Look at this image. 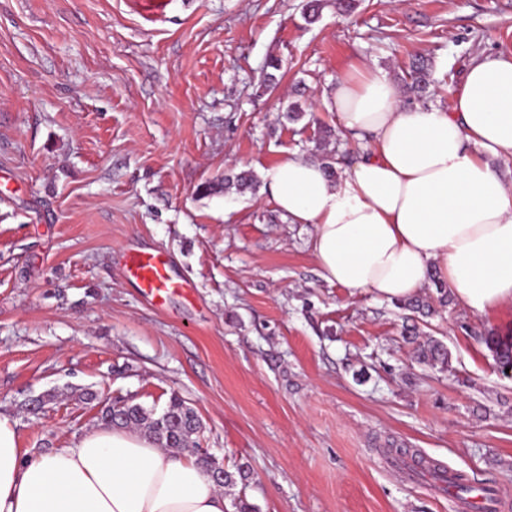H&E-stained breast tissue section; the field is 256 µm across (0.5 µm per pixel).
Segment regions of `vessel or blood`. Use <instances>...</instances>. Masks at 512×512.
Returning <instances> with one entry per match:
<instances>
[{"mask_svg":"<svg viewBox=\"0 0 512 512\" xmlns=\"http://www.w3.org/2000/svg\"><path fill=\"white\" fill-rule=\"evenodd\" d=\"M126 278L142 292L153 305L164 306L170 295H191L189 280L173 276L167 255L159 249H130L123 255Z\"/></svg>","mask_w":512,"mask_h":512,"instance_id":"vessel-or-blood-1","label":"vessel or blood"}]
</instances>
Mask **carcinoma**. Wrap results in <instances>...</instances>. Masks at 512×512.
I'll list each match as a JSON object with an SVG mask.
<instances>
[{
	"label": "carcinoma",
	"mask_w": 512,
	"mask_h": 512,
	"mask_svg": "<svg viewBox=\"0 0 512 512\" xmlns=\"http://www.w3.org/2000/svg\"><path fill=\"white\" fill-rule=\"evenodd\" d=\"M333 5L336 14L344 15L356 9V0H306L304 11L308 22L317 21L327 5ZM411 83L410 90L417 93L428 92L431 85V65L423 58H414L409 64ZM254 186L253 176L240 173L224 178L222 183H207L199 187L201 195H211L217 191L227 192L234 188L239 192L251 189ZM405 342L413 345V352L417 360L431 366L448 367V349L439 340L427 336L417 324L405 327ZM485 343L503 367L512 366V343L504 341L497 336H488ZM165 416L164 429H159L153 409L146 408L139 403L128 406L125 418L115 421L112 419V410H101L100 421L103 424L115 427L136 429L144 436L157 442L163 448H187L193 443V436L201 427L195 411L177 395L170 397L166 407L162 410Z\"/></svg>",
	"instance_id": "carcinoma-1"
}]
</instances>
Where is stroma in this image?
<instances>
[{"label": "stroma", "instance_id": "obj_1", "mask_svg": "<svg viewBox=\"0 0 512 512\" xmlns=\"http://www.w3.org/2000/svg\"><path fill=\"white\" fill-rule=\"evenodd\" d=\"M303 3L0 0V413L20 447L47 450L114 397L160 410L176 394L201 448L249 465L225 497L256 512H459L415 455L512 512V378L484 343L512 335V306L449 298L420 324L448 367L418 363L405 311L322 279L312 225L264 185L198 192L294 153L356 159L333 108L351 67L398 81L430 57L429 101L447 104L473 59L512 53V0H359L313 24ZM131 244L165 251L192 296L151 305L125 277Z\"/></svg>", "mask_w": 512, "mask_h": 512}]
</instances>
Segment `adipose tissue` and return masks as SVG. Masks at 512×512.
Here are the masks:
<instances>
[{"mask_svg": "<svg viewBox=\"0 0 512 512\" xmlns=\"http://www.w3.org/2000/svg\"><path fill=\"white\" fill-rule=\"evenodd\" d=\"M336 121L364 139L337 178L298 155L263 173L292 224H310L321 277L392 302L435 281L477 314L512 305V54L468 66L444 106L405 105L377 67L340 77ZM0 512H228L198 458L101 425L71 447H19L0 414Z\"/></svg>", "mask_w": 512, "mask_h": 512, "instance_id": "ef3b65f1", "label": "adipose tissue"}]
</instances>
